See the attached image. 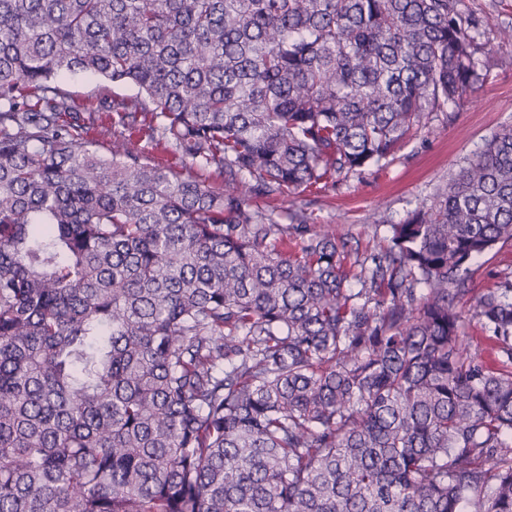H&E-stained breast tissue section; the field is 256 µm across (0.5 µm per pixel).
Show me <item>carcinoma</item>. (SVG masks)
<instances>
[{"label":"carcinoma","mask_w":512,"mask_h":512,"mask_svg":"<svg viewBox=\"0 0 512 512\" xmlns=\"http://www.w3.org/2000/svg\"><path fill=\"white\" fill-rule=\"evenodd\" d=\"M479 27L0 0V512H512V278L473 307L498 368L460 308L512 245V126L359 259L253 205L391 162L477 89ZM78 71L137 92L79 101ZM479 264L481 267L473 278L470 286L472 291L464 300L462 311L466 322L467 341L472 351L478 352L487 364L493 366L498 359L497 348L488 337L490 333L485 332L477 319L472 317L471 305L487 288L499 282L505 273L512 272V248L505 247L499 252L494 250L483 257Z\"/></svg>","instance_id":"cac0c4a2"}]
</instances>
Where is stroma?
<instances>
[{"label": "stroma", "instance_id": "1", "mask_svg": "<svg viewBox=\"0 0 512 512\" xmlns=\"http://www.w3.org/2000/svg\"><path fill=\"white\" fill-rule=\"evenodd\" d=\"M461 9L479 18L484 45L478 55L483 80L472 95L426 119L418 136L406 142L389 164L340 178L335 187L318 193L259 198L255 207L275 213L283 224L290 213L305 212L311 223L335 225L349 247L363 253L387 235L390 225L431 204L438 189L483 148L494 131L512 124V45L497 39L500 29L512 27V0H461ZM480 264L462 311L472 350L492 365L498 359L497 348L473 318L471 306L512 272V248L491 252Z\"/></svg>", "mask_w": 512, "mask_h": 512}]
</instances>
